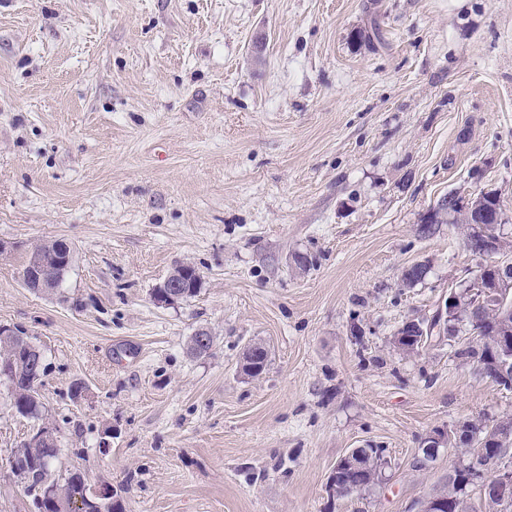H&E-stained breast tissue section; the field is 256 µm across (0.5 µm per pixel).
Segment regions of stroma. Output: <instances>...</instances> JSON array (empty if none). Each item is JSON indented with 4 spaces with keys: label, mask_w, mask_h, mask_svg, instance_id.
I'll use <instances>...</instances> for the list:
<instances>
[{
    "label": "stroma",
    "mask_w": 512,
    "mask_h": 512,
    "mask_svg": "<svg viewBox=\"0 0 512 512\" xmlns=\"http://www.w3.org/2000/svg\"><path fill=\"white\" fill-rule=\"evenodd\" d=\"M487 189L512 218V0H0V324L45 355L58 470L123 512H418L460 458L421 438L512 416L463 337L393 345L481 264L424 215ZM53 240L64 282L23 288ZM180 263L199 293L158 304ZM33 426L0 382V512H34ZM353 448L383 481L330 499ZM417 320L421 321L422 323L429 324L428 320H427V322L424 319H421V320L417 319ZM417 320L411 319V320L406 321L397 332V341L403 340L404 342H407V343L398 342V344H397L396 339L394 340L396 347L404 353L418 352V349L412 348L411 344H413L414 347H416V346L422 347L424 344L426 330H425L424 326L421 323H419ZM408 343H411V344H408Z\"/></svg>",
    "instance_id": "obj_1"
}]
</instances>
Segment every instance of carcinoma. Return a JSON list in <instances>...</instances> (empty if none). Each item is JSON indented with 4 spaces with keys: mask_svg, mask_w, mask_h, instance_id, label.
<instances>
[{
    "mask_svg": "<svg viewBox=\"0 0 512 512\" xmlns=\"http://www.w3.org/2000/svg\"><path fill=\"white\" fill-rule=\"evenodd\" d=\"M462 226L464 232L463 242L470 246L478 232L486 229L496 233L500 246L507 249L509 243L501 233V225L506 223L498 193L491 190L482 193V207L476 215L461 208L452 209L436 220L438 224L446 223ZM59 242H47L36 245L52 268L50 286L55 288L65 279L70 264H58L55 259L56 247ZM467 327L476 339L466 343L461 354L472 359L476 367L488 378H494V363L503 357H512V347L504 348L500 342H512V334L506 335L511 325H503L497 320L494 312H489L478 324L473 325L463 318L448 321V336L459 335L461 327ZM5 364L12 375L14 388L10 390L12 408L22 417L41 419L44 415V406L40 398L42 382L39 377L45 374L44 359L35 352L29 351L13 336L0 335V364ZM471 425L481 430L485 441L479 450L464 449L463 464L452 465L455 471L453 480L443 484L433 496L441 498L448 503L447 512H512V492L503 497L492 494L481 501V508H476L471 502V493L475 487L474 480L493 482L498 471L512 465V440L499 441L495 434L489 431V424L483 420H473ZM366 456V472L360 474L348 468L343 469L341 480L335 488L339 498H347L353 494L367 491L362 486L365 481H371L376 475L377 468L387 462L381 448L369 449ZM20 462L26 466L25 490L39 500L44 496V490L49 488L61 500H72L80 497L91 498L92 486L88 484L85 472L75 469L64 476H55L54 464L58 457L57 449L46 446L23 443L12 452ZM95 498V497H93ZM96 506L93 512H122L113 497L103 499L95 498Z\"/></svg>",
    "mask_w": 512,
    "mask_h": 512,
    "instance_id": "cac0c4a2",
    "label": "carcinoma"
}]
</instances>
